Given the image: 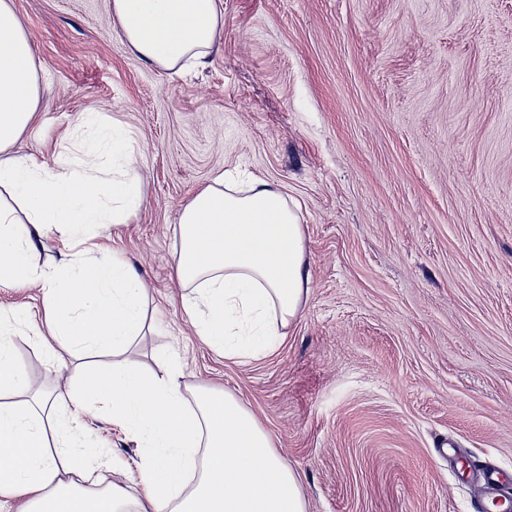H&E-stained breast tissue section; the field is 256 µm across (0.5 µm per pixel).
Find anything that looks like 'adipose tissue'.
<instances>
[{"label": "adipose tissue", "instance_id": "obj_1", "mask_svg": "<svg viewBox=\"0 0 512 512\" xmlns=\"http://www.w3.org/2000/svg\"><path fill=\"white\" fill-rule=\"evenodd\" d=\"M109 11L135 59L176 72L204 66L222 27L218 0H109ZM39 103L29 35L13 0H0V286L40 284L53 318L50 357L111 355L105 370L70 386L75 403H106L113 422L141 440L148 512H305L294 471L235 395L204 389L187 403L179 368L148 375L127 358L147 304L129 267L106 258L78 263L67 253L33 265L49 227L79 240L88 227L126 223L144 198L117 127L87 121L88 158L51 169L9 155ZM178 237L175 272L197 335L228 354L270 350L311 284L299 218L279 187L256 178L239 190L218 177L183 207ZM33 327L28 309L0 313V512L21 500L31 512H128L120 485L92 492L76 484L108 460L79 443L62 445L57 392L13 403L27 376L12 338Z\"/></svg>", "mask_w": 512, "mask_h": 512}]
</instances>
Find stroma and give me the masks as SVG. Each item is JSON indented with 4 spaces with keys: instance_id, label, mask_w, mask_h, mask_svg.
Listing matches in <instances>:
<instances>
[{
    "instance_id": "1",
    "label": "stroma",
    "mask_w": 512,
    "mask_h": 512,
    "mask_svg": "<svg viewBox=\"0 0 512 512\" xmlns=\"http://www.w3.org/2000/svg\"><path fill=\"white\" fill-rule=\"evenodd\" d=\"M204 68L140 62L108 0H14L37 63L36 124L11 152L53 165L104 113L130 136L146 197L128 223L72 240L49 229L35 266L93 250L147 285L148 371L225 390L299 479L305 512H476L473 465L512 468V0H219ZM298 206L311 288L267 353L197 336L175 273L183 206L224 171ZM14 338L31 387L67 389L75 361ZM74 431L143 498L141 441L101 403Z\"/></svg>"
}]
</instances>
